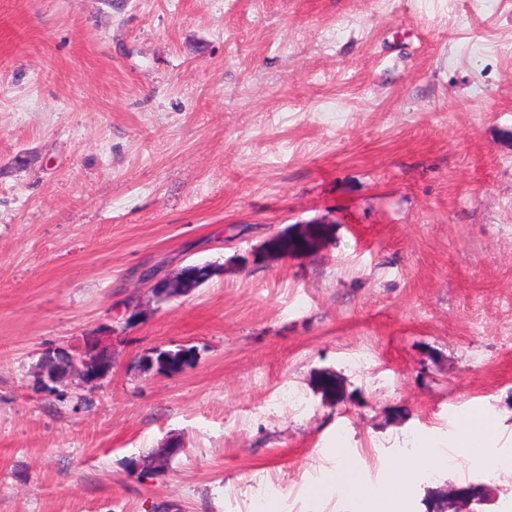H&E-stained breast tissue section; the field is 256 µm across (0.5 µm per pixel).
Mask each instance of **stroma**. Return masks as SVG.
<instances>
[{"mask_svg": "<svg viewBox=\"0 0 512 512\" xmlns=\"http://www.w3.org/2000/svg\"><path fill=\"white\" fill-rule=\"evenodd\" d=\"M486 2L0 0V512L512 505L486 456L388 482L453 407L512 453V0ZM189 264L216 272L152 301ZM92 342L105 379L42 388ZM191 268H193V265L185 266L167 277H158L154 274L149 275L151 282L150 291L154 300L157 302L171 300L196 288L199 282H197L191 272ZM174 357V353L164 351L161 348H155L142 356L139 363L142 369L146 372L167 374L182 372L184 369L190 366V363L186 361L177 362V364L174 365L172 363ZM55 355V351L52 353L46 352L41 357L39 363L38 377L42 386L47 390H54L56 385L62 383L69 373L70 368H67L65 371L63 370L61 359L69 358L73 362V358L64 352H58L61 359H58ZM61 374L64 375L61 376ZM488 491V487L483 484L448 485L442 493L441 501L436 504V509L433 512H480L469 509V506L482 503L486 499Z\"/></svg>", "mask_w": 512, "mask_h": 512, "instance_id": "1", "label": "stroma"}]
</instances>
